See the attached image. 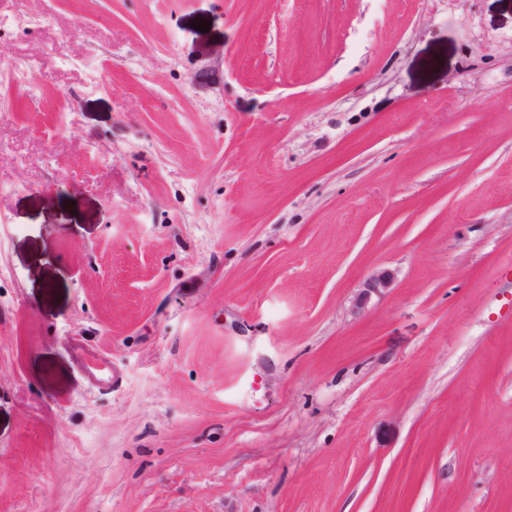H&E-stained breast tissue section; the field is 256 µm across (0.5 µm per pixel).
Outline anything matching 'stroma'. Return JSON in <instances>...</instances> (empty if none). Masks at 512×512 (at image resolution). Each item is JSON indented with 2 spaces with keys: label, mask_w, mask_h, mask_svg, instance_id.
<instances>
[{
  "label": "stroma",
  "mask_w": 512,
  "mask_h": 512,
  "mask_svg": "<svg viewBox=\"0 0 512 512\" xmlns=\"http://www.w3.org/2000/svg\"><path fill=\"white\" fill-rule=\"evenodd\" d=\"M0 16V512H512V0ZM391 279L386 271L374 272L369 275L353 303V312L359 313L369 303L372 296H381L390 288Z\"/></svg>",
  "instance_id": "1"
}]
</instances>
